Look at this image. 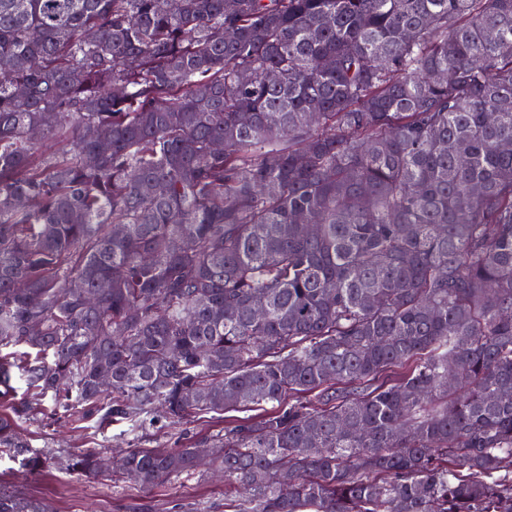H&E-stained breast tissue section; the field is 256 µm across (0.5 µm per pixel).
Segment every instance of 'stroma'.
<instances>
[{"instance_id":"obj_1","label":"stroma","mask_w":512,"mask_h":512,"mask_svg":"<svg viewBox=\"0 0 512 512\" xmlns=\"http://www.w3.org/2000/svg\"><path fill=\"white\" fill-rule=\"evenodd\" d=\"M236 417V412L227 411L191 418L157 431L151 443L175 448L183 438L215 434ZM21 436L33 447L48 451L51 460L43 472L32 474L18 459L0 454V496L36 501L44 512H224L225 498L237 493L236 485L225 481L213 461L195 473L152 487L108 470L86 476L69 469L71 455L83 449L94 448L113 458L132 448L137 439L124 424L94 430L69 417L39 415L22 423Z\"/></svg>"}]
</instances>
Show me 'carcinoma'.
Returning <instances> with one entry per match:
<instances>
[{
	"mask_svg": "<svg viewBox=\"0 0 512 512\" xmlns=\"http://www.w3.org/2000/svg\"><path fill=\"white\" fill-rule=\"evenodd\" d=\"M48 398L126 424L143 486L197 469L154 406L259 411L210 439L230 512H512V0H0V453L31 473Z\"/></svg>",
	"mask_w": 512,
	"mask_h": 512,
	"instance_id": "carcinoma-1",
	"label": "carcinoma"
}]
</instances>
